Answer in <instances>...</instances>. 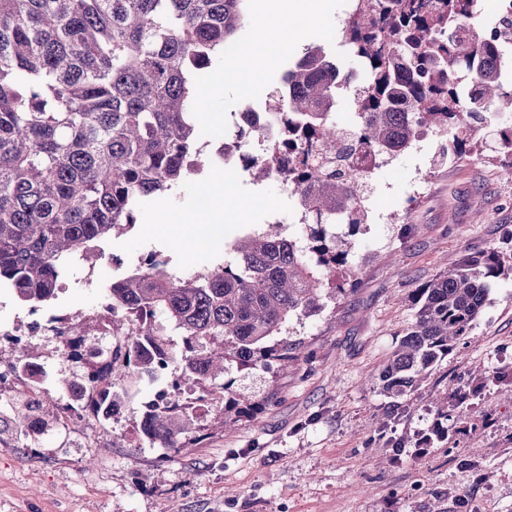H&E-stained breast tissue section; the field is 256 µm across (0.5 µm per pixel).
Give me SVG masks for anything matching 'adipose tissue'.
Here are the masks:
<instances>
[{"label": "adipose tissue", "instance_id": "ef3b65f1", "mask_svg": "<svg viewBox=\"0 0 512 512\" xmlns=\"http://www.w3.org/2000/svg\"><path fill=\"white\" fill-rule=\"evenodd\" d=\"M252 10L262 26L261 37L252 39L242 56L224 66L212 82L198 91L202 101L223 94L226 85L238 87L261 83L268 73L279 69L289 50L299 46L303 32L310 26L332 16L335 0H252ZM199 194L204 207L193 211L164 208L152 223L143 225L145 235L174 241L182 255L220 245L224 224L230 223L241 211L262 206L257 196L236 193L223 171L211 172L201 182Z\"/></svg>", "mask_w": 512, "mask_h": 512}]
</instances>
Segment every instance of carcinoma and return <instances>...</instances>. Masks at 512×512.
Segmentation results:
<instances>
[{"instance_id": "carcinoma-1", "label": "carcinoma", "mask_w": 512, "mask_h": 512, "mask_svg": "<svg viewBox=\"0 0 512 512\" xmlns=\"http://www.w3.org/2000/svg\"><path fill=\"white\" fill-rule=\"evenodd\" d=\"M247 23V0H0V287L30 312L42 309L62 290L75 255L104 256L101 244L137 224L142 202L194 173L211 132L196 110L194 91L205 82L198 67L212 68ZM464 28L475 38L458 36ZM344 43L369 76L352 100V131L330 117L336 62L324 47L309 48L270 93L281 139L248 164L253 181L275 179L294 195L304 246L268 224L233 243V260L205 272L182 275L151 260L112 281L105 300L128 340L112 382L98 392V422L110 420L131 384L157 382L166 364L177 372L173 388L198 379L200 399L220 407L221 428L255 417L263 401L245 396L229 373L297 360L300 342L288 338V323L345 292L347 251L328 227L339 214L353 229L366 223L372 176L350 157L401 154L431 127L447 138L448 158L460 160L488 119L512 112V90L503 91L512 0H501L490 21L479 0H358ZM499 154L512 172V123L499 130ZM504 273L501 253L467 255L417 289L414 320L377 377L394 410L469 334ZM137 321L141 331L129 334ZM70 331L98 349L79 322ZM16 371L38 382L29 353ZM57 383L77 390L92 379L61 375ZM485 383L450 384L451 402L436 408L437 419L448 420V406L480 396ZM47 396L43 389L0 404V442L28 447L53 408ZM140 422L149 447L169 452L205 428L202 416L164 393L142 403ZM447 440L438 423L416 447Z\"/></svg>"}]
</instances>
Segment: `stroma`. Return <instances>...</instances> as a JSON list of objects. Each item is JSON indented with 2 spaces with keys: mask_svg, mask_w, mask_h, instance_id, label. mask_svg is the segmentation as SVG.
Instances as JSON below:
<instances>
[{
  "mask_svg": "<svg viewBox=\"0 0 512 512\" xmlns=\"http://www.w3.org/2000/svg\"><path fill=\"white\" fill-rule=\"evenodd\" d=\"M226 87L208 109L218 135L232 137L225 116L261 102L277 84ZM498 121L478 132L480 152L438 163L443 141L430 136L375 172L369 221L335 226L349 243L346 290L315 315L292 320L302 340L298 362L277 373L239 377L267 402L235 431H206L180 453L139 440H113L135 429L138 403L152 385L138 383L121 420L93 424L84 442L40 439L38 451L0 445V512H512V274L496 279L469 335L435 365L399 414L374 378L414 319L412 298L463 256L503 249L512 235V174L497 153ZM225 175L240 194L264 205L240 223L255 230L288 208L273 182L253 184L237 167ZM105 260L75 259L64 288L43 313L77 315L99 307L106 287L138 256L155 252L191 273L232 260L229 244L180 256L173 242L123 230L103 245ZM487 377L464 408L466 429L438 448L416 439L434 419L432 405L449 379Z\"/></svg>",
  "mask_w": 512,
  "mask_h": 512,
  "instance_id": "stroma-1",
  "label": "stroma"
}]
</instances>
